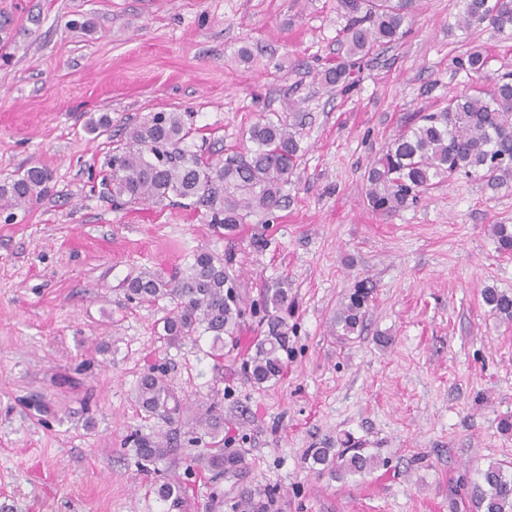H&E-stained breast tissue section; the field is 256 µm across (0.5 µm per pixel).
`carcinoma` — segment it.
Instances as JSON below:
<instances>
[{
  "label": "carcinoma",
  "instance_id": "cac0c4a2",
  "mask_svg": "<svg viewBox=\"0 0 512 512\" xmlns=\"http://www.w3.org/2000/svg\"><path fill=\"white\" fill-rule=\"evenodd\" d=\"M347 15L341 48L343 58L318 74L321 84L347 87L355 61L374 49L401 40L409 31L417 0H340ZM462 22L467 27L489 24L512 28V0H461ZM475 81L471 90L448 100L429 113L412 116L391 145L374 158L367 170L365 196L368 206L384 213L396 212L417 202L422 193L456 174L479 176L492 189L512 185V73L493 75L487 58L478 50L457 60ZM193 134L189 112H155L135 124L123 147L106 161L101 179L105 194L117 204L157 202L171 196L190 199L205 208L207 222L227 231L246 223L254 213L272 215L282 208V188L298 160L296 133L285 120L262 119L248 129L251 146L223 159L205 157L190 149ZM52 180L45 167L31 166L0 185V206L22 208L38 201ZM492 231L502 251L512 252V225L494 224ZM130 299L156 303L169 299L174 314L164 321L165 340L176 344L201 336L212 347L235 341V332L246 310L236 281L224 268V259L199 249L182 271L166 280L145 272L128 285ZM372 288L358 282L340 303L334 317L336 335L343 338L360 332ZM483 299L501 319L512 320V295L486 289ZM266 330L243 351L244 369L250 382L263 386L280 379L288 352V289L267 291L262 299ZM173 398L166 380L149 372L139 381L136 401L150 414L171 411ZM203 434L216 438L224 417L208 406L193 417ZM140 462L156 463L170 452L164 435L132 437ZM317 475L339 478L365 475L377 466L374 456L357 448H311L306 457ZM234 455L224 453V440L194 458V465L221 477L237 465ZM473 512H512V471L491 461L477 470L471 482Z\"/></svg>",
  "mask_w": 512,
  "mask_h": 512
}]
</instances>
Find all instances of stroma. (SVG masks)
Listing matches in <instances>:
<instances>
[{"label":"stroma","instance_id":"35a3bbf8","mask_svg":"<svg viewBox=\"0 0 512 512\" xmlns=\"http://www.w3.org/2000/svg\"><path fill=\"white\" fill-rule=\"evenodd\" d=\"M460 0H419L410 33L373 51L348 88L323 86L347 19L338 0H0V184L52 173L47 194L0 210V512H464L478 468L512 467V322L485 289L512 294V253L491 231L512 224V187L457 175L393 214L368 208L364 172L409 116L471 85L456 61L478 50L512 72V31L462 27ZM248 48L251 63L238 60ZM190 112V144L240 149L261 118L292 124L296 170L275 214L231 234L170 197L115 207L97 191L125 127ZM108 116L97 135L90 121ZM222 255L245 303L286 284V374L265 387L209 338L164 342L173 303L127 300L141 271ZM373 284L361 335L333 318L361 279ZM184 403L181 421L135 402L147 372ZM224 415L241 457L215 478L189 471L205 448L192 415ZM164 432L171 455L140 469L131 435ZM376 456L365 476L313 475L324 441ZM175 480L182 504L154 490Z\"/></svg>","mask_w":512,"mask_h":512}]
</instances>
